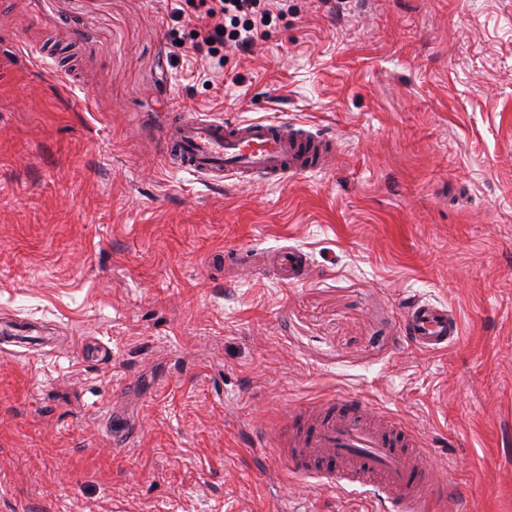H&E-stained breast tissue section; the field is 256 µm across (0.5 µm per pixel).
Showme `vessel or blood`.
<instances>
[{
	"label": "vessel or blood",
	"mask_w": 512,
	"mask_h": 512,
	"mask_svg": "<svg viewBox=\"0 0 512 512\" xmlns=\"http://www.w3.org/2000/svg\"><path fill=\"white\" fill-rule=\"evenodd\" d=\"M168 163L210 181L253 178L281 181L313 168L332 154L333 139L275 120L205 118L189 111L171 113L162 130ZM273 264L285 281L308 276L305 254L290 248ZM402 330L412 345L440 350L460 332L446 306L418 302L409 307ZM354 399L323 403L315 415L288 416L286 457L299 476L317 475L342 488L374 487L388 512H459L452 485L434 482L423 442L394 417L374 425Z\"/></svg>",
	"instance_id": "obj_1"
}]
</instances>
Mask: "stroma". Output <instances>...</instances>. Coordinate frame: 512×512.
<instances>
[{"instance_id":"1","label":"stroma","mask_w":512,"mask_h":512,"mask_svg":"<svg viewBox=\"0 0 512 512\" xmlns=\"http://www.w3.org/2000/svg\"><path fill=\"white\" fill-rule=\"evenodd\" d=\"M197 4L0 0V327L45 338L0 357V512H371L277 447L330 398L512 512V0H290L220 65ZM178 109L330 131L334 162L212 183L164 161ZM285 247L309 279L224 266ZM417 300L454 346L403 339Z\"/></svg>"}]
</instances>
